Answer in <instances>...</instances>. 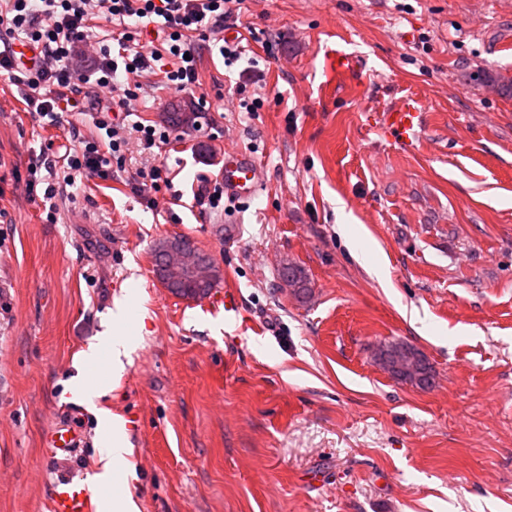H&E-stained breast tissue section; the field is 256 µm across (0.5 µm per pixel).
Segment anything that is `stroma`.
<instances>
[{
  "label": "stroma",
  "instance_id": "stroma-1",
  "mask_svg": "<svg viewBox=\"0 0 512 512\" xmlns=\"http://www.w3.org/2000/svg\"><path fill=\"white\" fill-rule=\"evenodd\" d=\"M227 26L241 59L191 38L194 90L130 79L134 120L160 128L179 105L201 129L151 157L129 143L52 221L30 159L94 136L113 90L84 85L54 125L0 74V512H49L53 480L98 472L102 409L125 425L132 467L113 483L139 512H512V91L483 81L512 79V0H243ZM338 49L357 60L344 77ZM409 95L422 133L404 148L379 119ZM228 151L263 191L196 206ZM154 164L167 181L134 195ZM175 235L222 268L210 296L157 280L153 245ZM286 263L306 299L281 291ZM120 303L137 342L116 378L100 338ZM397 341L430 388L375 363ZM82 378L108 392L63 461L43 436ZM281 275L288 278V281L281 279V286L288 287V283L292 288L293 295L298 299H305L310 291V281L305 270L294 264H285L282 266Z\"/></svg>",
  "mask_w": 512,
  "mask_h": 512
}]
</instances>
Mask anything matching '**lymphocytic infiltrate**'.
<instances>
[{
	"instance_id": "1",
	"label": "lymphocytic infiltrate",
	"mask_w": 512,
	"mask_h": 512,
	"mask_svg": "<svg viewBox=\"0 0 512 512\" xmlns=\"http://www.w3.org/2000/svg\"><path fill=\"white\" fill-rule=\"evenodd\" d=\"M235 0H0V39L16 41L37 50L32 66L22 67L15 56L0 53V71L23 89V99L33 114L59 121L64 112L77 108L81 87L95 83L111 86L119 73L152 70L163 56L172 63L165 69L167 82L187 91L199 84L198 62L186 59V42L194 34L218 36L233 13ZM111 19L118 28L116 47L101 46L93 54L90 73H75L69 66L88 37L92 15ZM161 21L166 51L145 52L134 42L133 31ZM93 122L101 134L82 140L78 150L65 153L68 173L65 185L75 183L77 174L99 173L109 168L113 153L125 140L121 123L100 112Z\"/></svg>"
}]
</instances>
